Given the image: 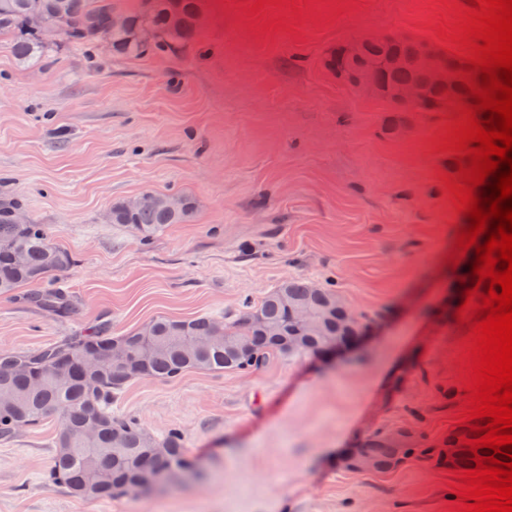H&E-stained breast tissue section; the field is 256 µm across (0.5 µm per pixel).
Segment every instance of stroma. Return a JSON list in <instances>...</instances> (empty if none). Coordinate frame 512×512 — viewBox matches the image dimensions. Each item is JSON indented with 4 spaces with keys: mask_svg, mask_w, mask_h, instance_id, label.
<instances>
[{
    "mask_svg": "<svg viewBox=\"0 0 512 512\" xmlns=\"http://www.w3.org/2000/svg\"><path fill=\"white\" fill-rule=\"evenodd\" d=\"M253 0H207L195 42L139 59L58 44L42 66L0 44V204L75 262L0 295V348L34 352L108 323L238 313L300 276L335 285L374 333L325 360L279 358L248 373L142 379L112 408L160 436L180 428L194 478L144 496L81 500L44 482L57 418L0 441V512H449L455 478L425 460L359 473L341 460L377 433L435 440L457 426L463 330L448 263L466 221L435 151L445 118L415 112L401 139L389 104L323 66L344 39L400 31L447 46L440 0H355L291 31L252 30ZM186 194L193 217L142 241L115 203ZM62 291L73 311L26 299Z\"/></svg>",
    "mask_w": 512,
    "mask_h": 512,
    "instance_id": "1",
    "label": "stroma"
}]
</instances>
